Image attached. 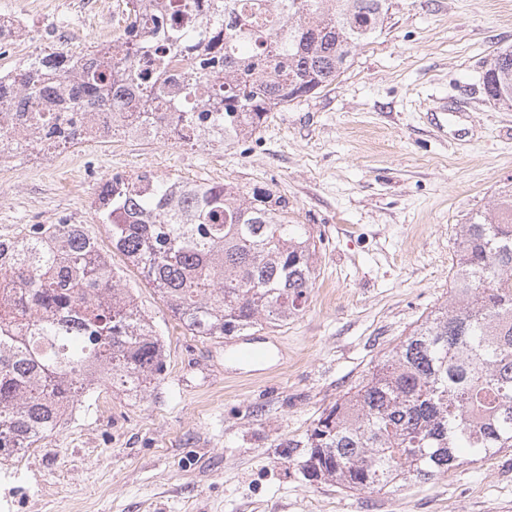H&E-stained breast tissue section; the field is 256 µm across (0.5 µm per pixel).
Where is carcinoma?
I'll use <instances>...</instances> for the list:
<instances>
[{"mask_svg":"<svg viewBox=\"0 0 512 512\" xmlns=\"http://www.w3.org/2000/svg\"><path fill=\"white\" fill-rule=\"evenodd\" d=\"M391 0H179L163 11H201L207 42L177 24H143L145 0H126L112 63L95 50L39 57L21 84L0 77V105L51 93L48 77L80 70L74 91L101 105L111 82L145 84L165 98L177 55L202 57L177 91L187 109L173 133L199 145L193 112L212 114L221 140L252 137L298 98L331 86L353 50L382 32ZM224 60V70L217 69ZM487 98L512 107V49L483 76ZM101 223L112 251L145 275L194 336L248 333L301 312L317 276L322 238L293 223L288 198L268 188L191 184L137 173L102 187ZM450 299L400 340L354 393L336 400L305 440L304 476L353 491L427 483L463 458L512 448V187L488 214L457 231ZM0 272L13 284L0 314V460L55 431L88 387L145 390L166 371L154 324L140 314L79 224H28L0 239Z\"/></svg>","mask_w":512,"mask_h":512,"instance_id":"obj_1","label":"carcinoma"}]
</instances>
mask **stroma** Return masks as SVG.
Listing matches in <instances>:
<instances>
[{
    "label": "stroma",
    "instance_id": "stroma-1",
    "mask_svg": "<svg viewBox=\"0 0 512 512\" xmlns=\"http://www.w3.org/2000/svg\"><path fill=\"white\" fill-rule=\"evenodd\" d=\"M0 0L38 49L80 55L121 31L119 0ZM512 47V0H393L380 35L319 94L271 113L259 134L213 151L173 142L74 149L58 169L0 181V238L32 215L68 212L108 255L121 288L157 325L159 384L128 395L95 384L23 465L0 463V512H512V448L396 492L306 479L282 458L324 409L368 377L449 297L459 225L512 182V108L482 75ZM465 103L447 119L440 101ZM150 170L186 182L286 195L323 242L306 308L264 336L285 348L234 373L224 341L187 333L161 294L112 250L85 180Z\"/></svg>",
    "mask_w": 512,
    "mask_h": 512
}]
</instances>
